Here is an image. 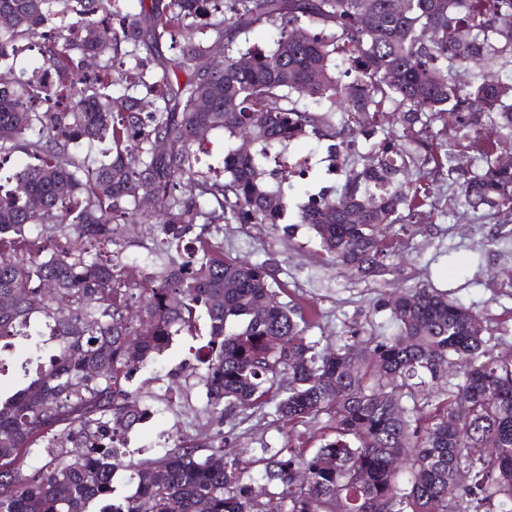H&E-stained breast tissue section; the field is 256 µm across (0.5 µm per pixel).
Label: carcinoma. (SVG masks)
<instances>
[{
  "mask_svg": "<svg viewBox=\"0 0 512 512\" xmlns=\"http://www.w3.org/2000/svg\"><path fill=\"white\" fill-rule=\"evenodd\" d=\"M121 2L0 0L14 16L0 30V157L22 149L35 160L11 188L0 184V345L37 314L53 321L56 345L0 398V512H266L270 486L283 512H512V359L494 354L486 318L420 285L385 303L396 334L355 331L319 350L274 271L222 256L204 235L214 224L281 223L288 194L265 160L290 137L345 143L387 109L414 148L384 134L369 156L344 157L339 196L300 208L298 223L338 264L385 271L384 227L430 198L428 187L404 191L413 168L446 171L474 210L512 212V168L498 163L512 150V0H169L141 19ZM144 20L151 42L173 50L163 91L139 55L151 43ZM267 26L273 47L249 45ZM186 29L202 38L179 39ZM34 47L41 67L8 81L14 58ZM88 56L99 71H82ZM242 56L249 67L237 66ZM244 129L259 155L228 151L223 182L191 175L196 143ZM465 148L477 167L456 163ZM144 197L163 259L133 286L114 225L147 217ZM34 226L42 232L30 239ZM49 283L53 296L32 304ZM202 314L208 338L195 353L211 414L272 404L288 424L324 417L335 431L311 454L260 449L259 493L222 442L202 455L182 440L137 461L119 448L144 418L125 406L142 399L133 372ZM445 372L432 408L425 388ZM39 452L49 462L20 482ZM119 468L136 484L117 500ZM461 468L467 486L452 483Z\"/></svg>",
  "mask_w": 512,
  "mask_h": 512,
  "instance_id": "obj_1",
  "label": "carcinoma"
}]
</instances>
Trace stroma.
Segmentation results:
<instances>
[{
    "label": "stroma",
    "instance_id": "35a3bbf8",
    "mask_svg": "<svg viewBox=\"0 0 512 512\" xmlns=\"http://www.w3.org/2000/svg\"><path fill=\"white\" fill-rule=\"evenodd\" d=\"M229 133H210L196 148L198 168L213 179L224 177V155L240 147ZM416 178L430 187V202L406 224L388 228L395 248L380 275H363L336 265L321 248L308 225L299 223L298 207L316 185L340 186L341 178H327L313 168L308 179H294L288 191L290 209L281 224H221L212 232L224 255L237 261L269 265L283 288V301L312 315L310 340L332 349L352 330L389 336L395 331L387 299L420 284L447 291L450 299L487 318L494 331L495 351L512 358V221L480 217L444 178L431 169ZM125 276L139 279L144 259L152 251L156 233L149 224L119 227ZM196 336L175 337L171 347L154 356L136 376L144 399L156 402L160 386L180 391L181 400L157 418L149 432L134 430L128 448L134 458H154L173 448L183 437L208 441L223 432L227 448L254 474L259 448L290 445L307 450L320 446L328 429L313 424L289 425L274 414L273 406L217 419L206 410V395L198 383L200 366L188 349Z\"/></svg>",
    "mask_w": 512,
    "mask_h": 512
}]
</instances>
